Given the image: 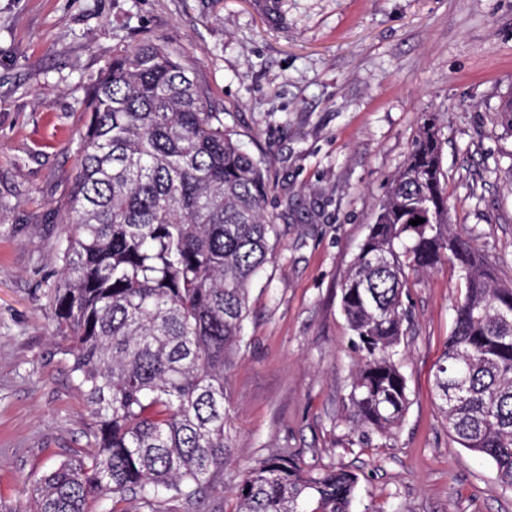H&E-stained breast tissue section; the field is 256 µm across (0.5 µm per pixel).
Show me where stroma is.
<instances>
[{
	"mask_svg": "<svg viewBox=\"0 0 512 512\" xmlns=\"http://www.w3.org/2000/svg\"><path fill=\"white\" fill-rule=\"evenodd\" d=\"M167 43L264 161L272 259L250 289L231 372L238 473L280 448L359 477L356 512H512L492 461L453 440L435 365L464 294L444 264L410 272L403 372L411 404L390 444L343 423L358 353L340 285L436 113L452 224L512 285V0H0V512L85 447L91 422L55 330L50 290L79 171L90 88L141 40Z\"/></svg>",
	"mask_w": 512,
	"mask_h": 512,
	"instance_id": "stroma-1",
	"label": "stroma"
}]
</instances>
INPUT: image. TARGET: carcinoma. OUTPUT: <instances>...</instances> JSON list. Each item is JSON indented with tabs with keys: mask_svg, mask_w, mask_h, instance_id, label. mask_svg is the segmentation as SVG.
I'll list each match as a JSON object with an SVG mask.
<instances>
[{
	"mask_svg": "<svg viewBox=\"0 0 512 512\" xmlns=\"http://www.w3.org/2000/svg\"><path fill=\"white\" fill-rule=\"evenodd\" d=\"M80 171L53 289L69 372L93 421L89 447L44 473L31 512H99L133 496L151 512H206L232 456L230 371L249 290L271 258L263 161L167 45L112 59L89 91ZM424 222L413 226L409 221ZM453 264L465 292L436 366L438 409L462 447L512 488V288L448 224L442 140L425 115L341 286L360 352L344 422L385 446L411 403L399 347L406 270ZM359 477L313 471L288 450L233 486V512H352Z\"/></svg>",
	"mask_w": 512,
	"mask_h": 512,
	"instance_id": "cac0c4a2",
	"label": "carcinoma"
}]
</instances>
